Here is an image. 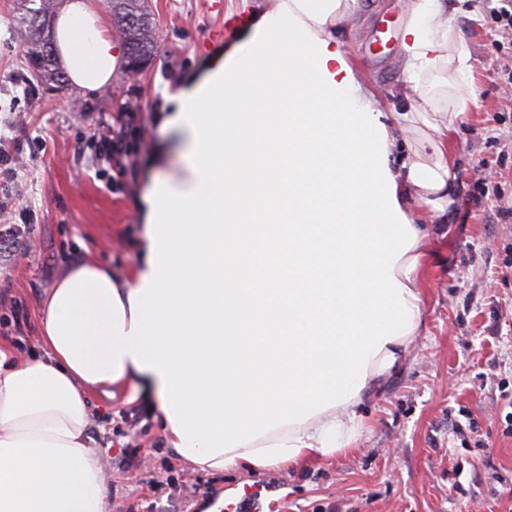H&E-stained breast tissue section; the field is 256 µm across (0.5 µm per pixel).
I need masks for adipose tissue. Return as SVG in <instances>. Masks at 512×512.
I'll return each mask as SVG.
<instances>
[{
    "instance_id": "ef3b65f1",
    "label": "adipose tissue",
    "mask_w": 512,
    "mask_h": 512,
    "mask_svg": "<svg viewBox=\"0 0 512 512\" xmlns=\"http://www.w3.org/2000/svg\"><path fill=\"white\" fill-rule=\"evenodd\" d=\"M359 0H277L223 62L166 96L180 174L137 205L145 255L128 278L71 268L39 305L37 349L0 342V512H109L90 392L147 399L171 448L202 472L284 467L353 448L365 395L423 318L427 227L447 220L448 137L469 101L448 0H409L393 123L336 29ZM74 89L102 90L125 50L94 0L53 24ZM424 130L392 166V127Z\"/></svg>"
}]
</instances>
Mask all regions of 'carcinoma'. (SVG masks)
<instances>
[{"mask_svg": "<svg viewBox=\"0 0 512 512\" xmlns=\"http://www.w3.org/2000/svg\"><path fill=\"white\" fill-rule=\"evenodd\" d=\"M53 0H18L20 20L25 27L24 60L30 79L46 86L62 88L68 77L59 67L57 58L50 55L52 44ZM145 0H115L114 20L128 50L146 59L153 48L152 26Z\"/></svg>", "mask_w": 512, "mask_h": 512, "instance_id": "1", "label": "carcinoma"}]
</instances>
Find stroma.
Listing matches in <instances>:
<instances>
[{
  "label": "stroma",
  "instance_id": "1",
  "mask_svg": "<svg viewBox=\"0 0 512 512\" xmlns=\"http://www.w3.org/2000/svg\"><path fill=\"white\" fill-rule=\"evenodd\" d=\"M206 0H147L155 49L140 74L119 68L97 94L32 86L4 91L24 73L15 0H0V134L13 138L25 233L0 254V340L31 353L38 304L75 263L94 259L124 275L142 259L136 199L157 167L185 163L155 114L175 90L237 44ZM408 0H360L336 37L386 112L407 108L400 41ZM470 53L474 96L458 125L448 222L425 240L419 286L423 323L398 368L362 402L351 450L259 473L192 469L169 448L145 403L89 395L108 460L111 512H512V31L492 18L499 0H450ZM124 130L121 153L101 137Z\"/></svg>",
  "mask_w": 512,
  "mask_h": 512
}]
</instances>
